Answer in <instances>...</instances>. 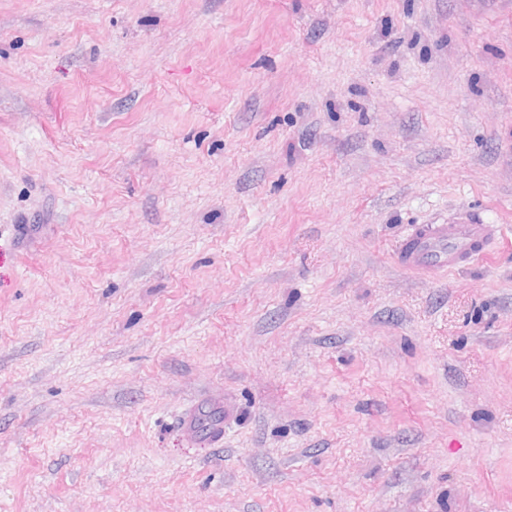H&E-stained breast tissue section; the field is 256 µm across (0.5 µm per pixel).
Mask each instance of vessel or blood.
Listing matches in <instances>:
<instances>
[{
	"instance_id": "obj_1",
	"label": "vessel or blood",
	"mask_w": 512,
	"mask_h": 512,
	"mask_svg": "<svg viewBox=\"0 0 512 512\" xmlns=\"http://www.w3.org/2000/svg\"><path fill=\"white\" fill-rule=\"evenodd\" d=\"M499 233L477 214H463L439 224H417L394 252L395 263L413 273H439L487 255Z\"/></svg>"
}]
</instances>
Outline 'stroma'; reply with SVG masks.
Returning a JSON list of instances; mask_svg holds the SVG:
<instances>
[{"label": "stroma", "mask_w": 512, "mask_h": 512, "mask_svg": "<svg viewBox=\"0 0 512 512\" xmlns=\"http://www.w3.org/2000/svg\"><path fill=\"white\" fill-rule=\"evenodd\" d=\"M469 210L512 0H0V512H512V246L392 258Z\"/></svg>", "instance_id": "35a3bbf8"}]
</instances>
